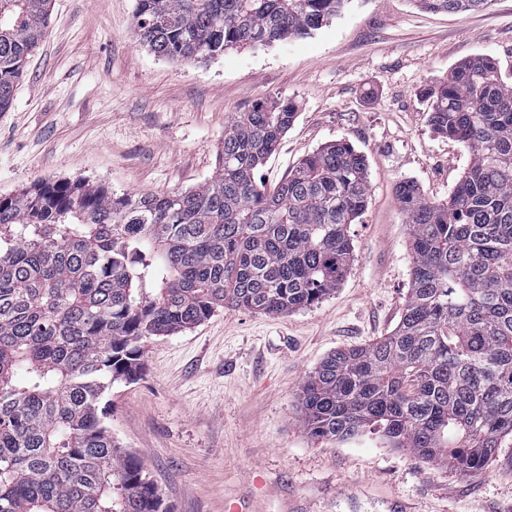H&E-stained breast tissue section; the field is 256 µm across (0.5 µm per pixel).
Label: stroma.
Masks as SVG:
<instances>
[{"mask_svg":"<svg viewBox=\"0 0 512 512\" xmlns=\"http://www.w3.org/2000/svg\"><path fill=\"white\" fill-rule=\"evenodd\" d=\"M136 0H52L45 36L0 112V197L82 177L117 193L187 191L213 174L224 124L261 101H292L293 126L258 176L276 186L320 147L367 161L369 204L351 225L335 292L284 315L224 309L148 339L146 370L107 393V422L171 512H512V437L459 475L376 434L311 437L297 394L330 353L397 327L411 286L410 230L396 185L447 201L467 168L428 124L425 87L494 58L512 78V0L434 14L413 0H347L310 35L185 63L134 33Z\"/></svg>","mask_w":512,"mask_h":512,"instance_id":"stroma-1","label":"stroma"}]
</instances>
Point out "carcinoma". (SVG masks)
Returning <instances> with one entry per match:
<instances>
[{"mask_svg":"<svg viewBox=\"0 0 512 512\" xmlns=\"http://www.w3.org/2000/svg\"><path fill=\"white\" fill-rule=\"evenodd\" d=\"M347 0H136L135 34L193 62L305 37ZM431 12L492 0H413ZM50 0H0V112L10 109ZM428 121L470 155L448 200L411 180V288L389 336L338 349L303 380L314 438L379 434L468 475L512 437V80L475 57L422 93ZM265 102L224 124L214 174L195 188L118 194L76 178L0 197V512H171L120 447L102 401L144 375V344L227 307H310L348 269V226L369 203L367 165L322 147L268 189L257 171L293 125Z\"/></svg>","mask_w":512,"mask_h":512,"instance_id":"cac0c4a2","label":"carcinoma"}]
</instances>
